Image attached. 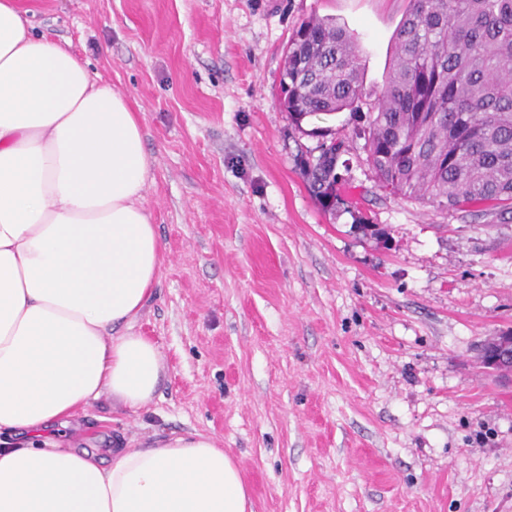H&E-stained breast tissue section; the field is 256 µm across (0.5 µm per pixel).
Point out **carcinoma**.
Wrapping results in <instances>:
<instances>
[{"instance_id": "cac0c4a2", "label": "carcinoma", "mask_w": 512, "mask_h": 512, "mask_svg": "<svg viewBox=\"0 0 512 512\" xmlns=\"http://www.w3.org/2000/svg\"><path fill=\"white\" fill-rule=\"evenodd\" d=\"M357 37L333 17L302 21L280 73L296 127L319 112L368 110L367 162L379 187L452 209L512 210V0H409L380 95L367 101ZM303 158L318 196L336 199L342 143Z\"/></svg>"}]
</instances>
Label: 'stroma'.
<instances>
[{
  "label": "stroma",
  "instance_id": "1",
  "mask_svg": "<svg viewBox=\"0 0 512 512\" xmlns=\"http://www.w3.org/2000/svg\"><path fill=\"white\" fill-rule=\"evenodd\" d=\"M18 2L140 113L165 248L132 325L161 350L156 395L135 413L102 397L72 441L210 435L254 512H512V382L479 358L512 332V212L389 194L366 119L297 129L279 103L311 17L354 30L378 93L408 0ZM319 127L346 146L332 209L301 160Z\"/></svg>",
  "mask_w": 512,
  "mask_h": 512
}]
</instances>
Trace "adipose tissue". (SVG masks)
I'll return each mask as SVG.
<instances>
[{
    "mask_svg": "<svg viewBox=\"0 0 512 512\" xmlns=\"http://www.w3.org/2000/svg\"><path fill=\"white\" fill-rule=\"evenodd\" d=\"M149 172L129 102L0 0V512H253L209 435L104 455L55 437L103 394L136 412L159 385L158 345L129 331L164 263Z\"/></svg>",
    "mask_w": 512,
    "mask_h": 512,
    "instance_id": "1",
    "label": "adipose tissue"
}]
</instances>
